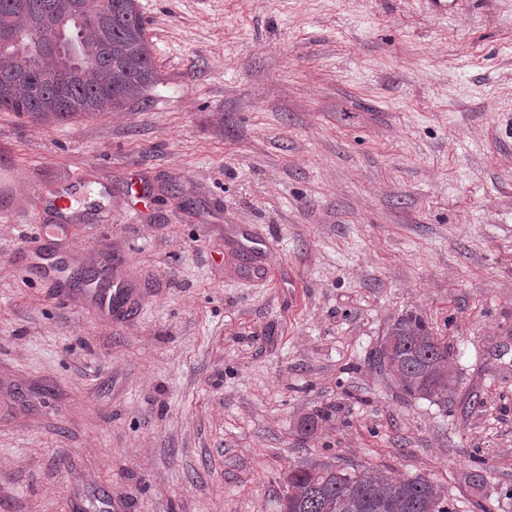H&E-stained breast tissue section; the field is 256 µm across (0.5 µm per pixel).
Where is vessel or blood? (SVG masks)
I'll list each match as a JSON object with an SVG mask.
<instances>
[{"instance_id": "vessel-or-blood-1", "label": "vessel or blood", "mask_w": 512, "mask_h": 512, "mask_svg": "<svg viewBox=\"0 0 512 512\" xmlns=\"http://www.w3.org/2000/svg\"><path fill=\"white\" fill-rule=\"evenodd\" d=\"M83 179L80 175L67 178L66 191L53 195L47 202L49 209L59 216H67L78 198ZM65 224L54 225L52 233H39L25 243V265L34 279L47 282L55 298L65 299L78 296L87 308L102 313L123 323L132 319L134 307L128 289L112 279V260L99 262L96 267V278L86 287L77 289L73 286L70 273L71 259L59 246L68 233Z\"/></svg>"}]
</instances>
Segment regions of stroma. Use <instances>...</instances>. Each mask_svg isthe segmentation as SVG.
Masks as SVG:
<instances>
[{
    "mask_svg": "<svg viewBox=\"0 0 512 512\" xmlns=\"http://www.w3.org/2000/svg\"><path fill=\"white\" fill-rule=\"evenodd\" d=\"M138 5L144 100L0 112V512H279L325 460L512 512V0ZM77 173L112 221L76 209L64 245L127 255L125 326L20 264ZM410 313L450 347L449 401L372 362Z\"/></svg>",
    "mask_w": 512,
    "mask_h": 512,
    "instance_id": "obj_1",
    "label": "stroma"
}]
</instances>
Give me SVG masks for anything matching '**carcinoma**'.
<instances>
[{
    "mask_svg": "<svg viewBox=\"0 0 512 512\" xmlns=\"http://www.w3.org/2000/svg\"><path fill=\"white\" fill-rule=\"evenodd\" d=\"M65 23L54 39L45 21ZM137 0H0V110L51 123L118 112L144 99L155 79ZM448 344L422 317L390 328L376 366L407 397L447 401L456 380ZM281 512H455L422 477L352 470L329 461L288 471Z\"/></svg>",
    "mask_w": 512,
    "mask_h": 512,
    "instance_id": "cac0c4a2",
    "label": "carcinoma"
}]
</instances>
